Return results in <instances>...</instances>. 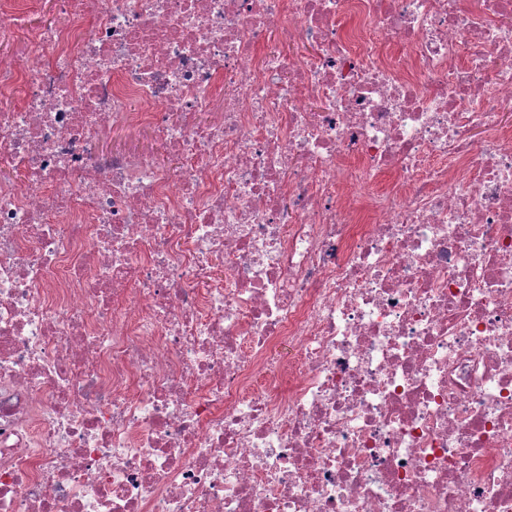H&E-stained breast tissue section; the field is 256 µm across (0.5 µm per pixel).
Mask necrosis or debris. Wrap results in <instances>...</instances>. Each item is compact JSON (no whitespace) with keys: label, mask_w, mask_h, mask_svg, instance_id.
Returning a JSON list of instances; mask_svg holds the SVG:
<instances>
[{"label":"necrosis or debris","mask_w":512,"mask_h":512,"mask_svg":"<svg viewBox=\"0 0 512 512\" xmlns=\"http://www.w3.org/2000/svg\"><path fill=\"white\" fill-rule=\"evenodd\" d=\"M35 3L0 512H512V0ZM98 149L103 152L150 151L160 165L167 166L170 161V154L154 139L151 129L135 122H116L102 134Z\"/></svg>","instance_id":"4bbe7bcc"}]
</instances>
